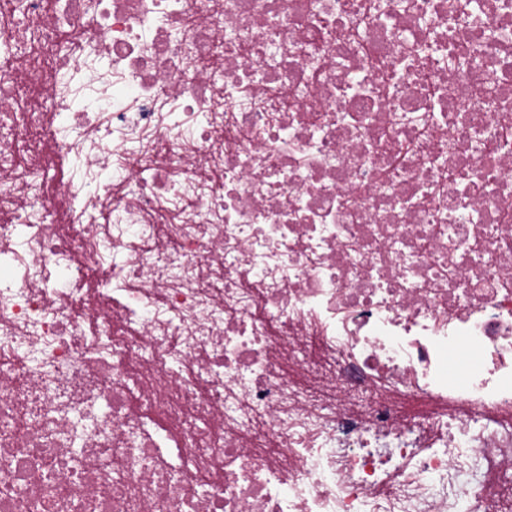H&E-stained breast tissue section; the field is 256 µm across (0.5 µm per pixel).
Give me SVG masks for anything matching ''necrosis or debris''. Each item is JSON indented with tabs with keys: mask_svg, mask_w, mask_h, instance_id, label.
I'll return each mask as SVG.
<instances>
[{
	"mask_svg": "<svg viewBox=\"0 0 512 512\" xmlns=\"http://www.w3.org/2000/svg\"><path fill=\"white\" fill-rule=\"evenodd\" d=\"M0 512H512V0L0 11Z\"/></svg>",
	"mask_w": 512,
	"mask_h": 512,
	"instance_id": "4bbe7bcc",
	"label": "necrosis or debris"
}]
</instances>
